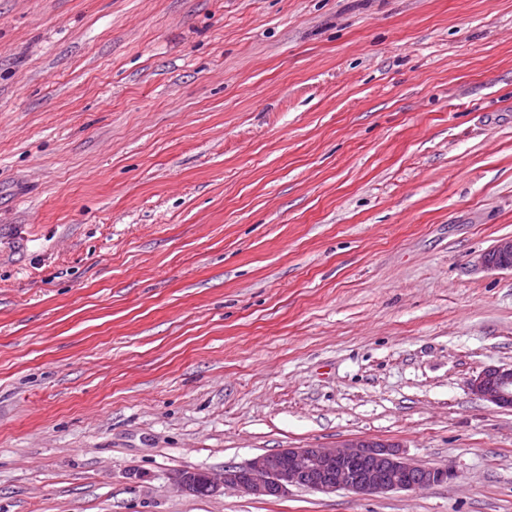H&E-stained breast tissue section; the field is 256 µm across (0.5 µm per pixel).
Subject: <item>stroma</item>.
I'll return each mask as SVG.
<instances>
[{
    "label": "stroma",
    "instance_id": "stroma-1",
    "mask_svg": "<svg viewBox=\"0 0 512 512\" xmlns=\"http://www.w3.org/2000/svg\"><path fill=\"white\" fill-rule=\"evenodd\" d=\"M508 235L512 0H0V512H512ZM480 262L488 269L512 270V237L498 240ZM468 387L492 405L512 408V366L487 367L469 379ZM241 468L242 471L237 467L224 470L223 481L210 471H178L172 474L171 482L181 492L192 495L203 489L211 496L222 487L233 486L262 497L272 492L282 496L288 486L304 479H308L311 490L318 492L344 489L356 494H386L444 483L453 476L446 467L411 462L398 445L367 440L350 441L335 448H283L276 460L260 455ZM411 475H416L415 482L409 481ZM194 496L206 497L202 491Z\"/></svg>",
    "mask_w": 512,
    "mask_h": 512
}]
</instances>
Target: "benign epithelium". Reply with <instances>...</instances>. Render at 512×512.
<instances>
[{"label": "benign epithelium", "instance_id": "benign-epithelium-1", "mask_svg": "<svg viewBox=\"0 0 512 512\" xmlns=\"http://www.w3.org/2000/svg\"><path fill=\"white\" fill-rule=\"evenodd\" d=\"M481 264L488 269L512 270V237L498 240L483 255ZM468 387L492 405L512 408V366L487 367L469 379ZM451 477L446 467L410 461L393 443L356 440L335 448H283L275 460L260 455L240 469L224 470L222 480L210 471H178L171 482L192 495L202 489L211 496L233 486L262 497L272 492L281 496L304 479L318 492L344 489L356 494H386L429 487Z\"/></svg>", "mask_w": 512, "mask_h": 512}]
</instances>
